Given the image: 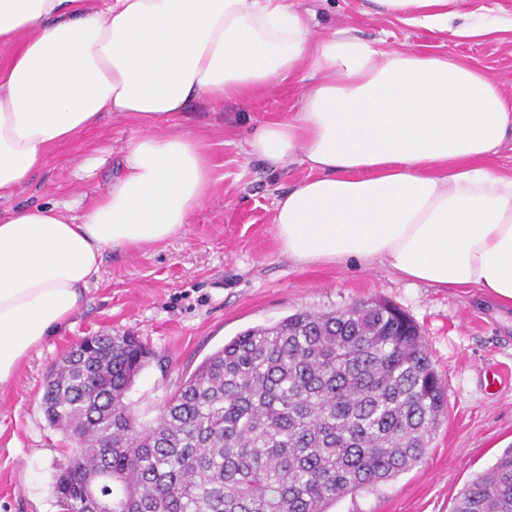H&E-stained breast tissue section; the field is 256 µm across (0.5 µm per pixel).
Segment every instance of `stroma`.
I'll list each match as a JSON object with an SVG mask.
<instances>
[{"label": "stroma", "mask_w": 512, "mask_h": 512, "mask_svg": "<svg viewBox=\"0 0 512 512\" xmlns=\"http://www.w3.org/2000/svg\"><path fill=\"white\" fill-rule=\"evenodd\" d=\"M316 34L342 26L384 50L431 47L479 63L512 98V42L439 40L373 13L370 0H316ZM309 82L295 80L217 107L200 100L174 120L201 135L212 162L211 194L192 224L135 250L110 249L69 325L33 351L0 386V512H59L53 476L68 449L40 406L51 365L73 343L131 331L154 359L128 401L140 421L238 333L302 310L331 311L368 299L405 310L422 328L448 386V416L425 460L379 490L345 497L329 512H452L462 487L512 445V311L476 288H433L383 264H303L283 254L272 222L278 196L314 175L301 157L273 165L248 155L253 128L295 110ZM137 123L103 114L53 147L45 165L0 211L81 200L92 203L121 173ZM502 378L491 381L492 369Z\"/></svg>", "instance_id": "stroma-1"}]
</instances>
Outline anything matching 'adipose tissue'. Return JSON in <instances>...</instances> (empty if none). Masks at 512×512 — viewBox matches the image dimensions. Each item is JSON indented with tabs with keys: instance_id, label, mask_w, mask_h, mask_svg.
Returning a JSON list of instances; mask_svg holds the SVG:
<instances>
[{
	"instance_id": "1",
	"label": "adipose tissue",
	"mask_w": 512,
	"mask_h": 512,
	"mask_svg": "<svg viewBox=\"0 0 512 512\" xmlns=\"http://www.w3.org/2000/svg\"><path fill=\"white\" fill-rule=\"evenodd\" d=\"M372 2L438 38L512 35V13L472 0ZM1 49L0 200L102 113L142 132L82 214L69 203L0 213V385L68 324L105 249L165 241L207 200L202 137L159 126L193 101L220 106L298 76L315 81L298 109L248 142L316 172L276 201L282 252L379 262L512 307V175L483 163L512 131V100L480 65L383 50L348 29L316 35L295 0H0Z\"/></svg>"
}]
</instances>
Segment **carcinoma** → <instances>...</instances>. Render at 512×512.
I'll return each instance as SVG.
<instances>
[{"label":"carcinoma","instance_id":"obj_1","mask_svg":"<svg viewBox=\"0 0 512 512\" xmlns=\"http://www.w3.org/2000/svg\"><path fill=\"white\" fill-rule=\"evenodd\" d=\"M153 352L132 332L87 336L51 367L41 406L73 447L62 512H327L415 467L448 412L417 324L367 300L299 311L207 356L150 423L127 402ZM453 512H512V448Z\"/></svg>","mask_w":512,"mask_h":512}]
</instances>
